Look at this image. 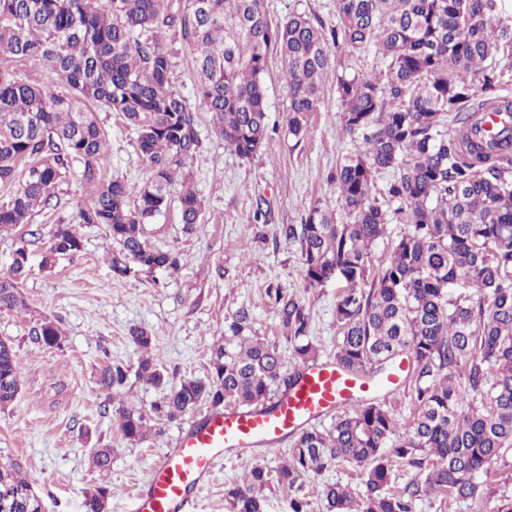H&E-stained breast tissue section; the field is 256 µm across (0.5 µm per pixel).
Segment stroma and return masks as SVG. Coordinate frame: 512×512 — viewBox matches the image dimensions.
<instances>
[{"label":"stroma","mask_w":512,"mask_h":512,"mask_svg":"<svg viewBox=\"0 0 512 512\" xmlns=\"http://www.w3.org/2000/svg\"><path fill=\"white\" fill-rule=\"evenodd\" d=\"M335 4L266 0L273 19L305 13L329 26L338 22ZM264 84L274 132L251 158L225 148L210 113L198 114L204 148L192 161L191 173L203 204L202 219L192 233H185L181 187L176 184L167 209L147 227L152 245L178 254L176 269L116 276L104 227L73 222L75 203L83 195L73 177L60 185L56 208L35 213L29 227L0 233V276L10 272L19 240L27 242L21 288L26 308L20 313L0 310V339L12 343L22 367L16 401L0 409V462L19 464L44 512H86L87 497L101 486L113 490L109 512H133V492L147 483L154 461L208 412L200 406L138 442L122 438L119 408L147 411L161 396L160 389L133 371L140 352L130 339L131 328L154 336L152 355L173 387L209 374L211 347L223 339L226 318L241 308L252 314L253 335L287 352L276 306L267 294L273 287L307 302L319 358H333L338 341L334 309L344 284L331 280L306 287L299 246L284 239L279 228L301 223L314 205L335 203L336 186L328 175L353 144L338 134L341 103L335 83L326 85L320 109L310 117V132L299 142L288 135L287 85L277 58H269ZM99 122L107 140L105 176L137 192L147 169L134 129L116 112L100 113ZM61 222L74 224L81 249L49 265L44 261L46 243ZM30 227L37 231L31 238L25 235ZM46 320L59 328L60 347L35 342L32 330ZM112 363L130 368L125 385L114 391L97 383L100 370ZM98 448L113 451L108 471L93 464ZM242 472L237 458L219 464L210 482L193 492L197 512H228L224 489ZM336 481L362 487L357 471L347 465L319 476L302 475L293 492L276 487L267 492L266 512H290L294 493L308 500L310 512H322L323 487Z\"/></svg>","instance_id":"1"}]
</instances>
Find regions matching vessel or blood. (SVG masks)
<instances>
[{
  "label": "vessel or blood",
  "mask_w": 512,
  "mask_h": 512,
  "mask_svg": "<svg viewBox=\"0 0 512 512\" xmlns=\"http://www.w3.org/2000/svg\"><path fill=\"white\" fill-rule=\"evenodd\" d=\"M379 388L378 382L327 361L304 368L300 381L274 410L209 415L154 463L146 488L134 496V512H195L192 491L210 480L224 457H248L274 446L339 408L372 398Z\"/></svg>",
  "instance_id": "b4317fda"
}]
</instances>
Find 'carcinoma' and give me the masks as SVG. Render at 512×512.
Here are the masks:
<instances>
[{"label": "carcinoma", "instance_id": "carcinoma-1", "mask_svg": "<svg viewBox=\"0 0 512 512\" xmlns=\"http://www.w3.org/2000/svg\"><path fill=\"white\" fill-rule=\"evenodd\" d=\"M340 24L327 28L306 14L271 19L265 0H0V183L16 184L0 205V232L55 208L56 188L76 173L89 194L77 203L79 224H101L112 240L118 277L135 268L174 269L178 257L152 247L146 225L168 207L177 174L202 148L197 112L171 83L175 31L195 51L193 94L211 114L216 134L242 158L269 138L263 74L268 55L281 60L288 88V135L300 141L319 111L335 52H374L385 79H336L341 133L355 143L330 172L336 205L311 207L280 234L299 245L306 286L346 282L336 301L340 333L334 361L379 375L407 356L405 381L413 411L400 426L392 409L362 404L329 430L298 433L288 462L271 470L245 462L225 489L231 512H265V491L294 486L347 463L360 469L365 491L354 497L325 485L327 512H413L427 493L476 502L497 461L512 451V132L482 129L489 109L512 110V0H336ZM119 112L135 127L149 177L136 195L102 172L106 139L96 111ZM389 172L381 196L374 179ZM393 211H388V207ZM344 215L339 222L336 212ZM202 203L180 194L181 223L191 232ZM407 230L387 260L371 269V248L389 215ZM74 226L58 224L44 261L74 254ZM25 267L0 277V310H23ZM280 326L292 349L252 335L246 309L227 322L210 352V376L167 387L150 350L153 337L130 330L141 350L136 374L162 389L154 417L120 411L119 431L137 442L150 421L175 422L201 405L269 408L317 359L310 310L278 288ZM36 340L62 343L44 321ZM122 364L101 370L99 384L122 385ZM21 366L0 339V408L14 403ZM423 475L395 486L394 466ZM14 462L0 463V512H39L40 498ZM112 491L99 487L86 512H106Z\"/></svg>", "mask_w": 512, "mask_h": 512}]
</instances>
